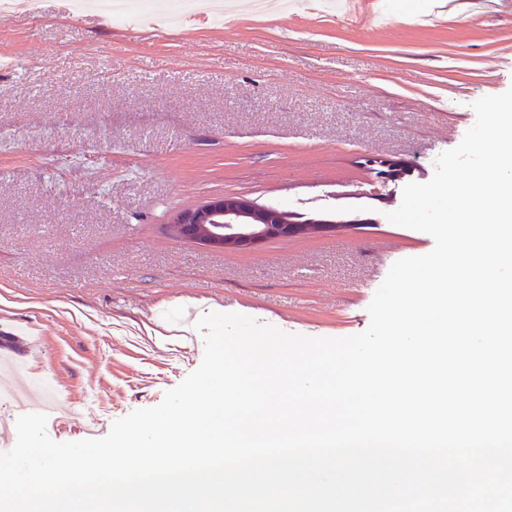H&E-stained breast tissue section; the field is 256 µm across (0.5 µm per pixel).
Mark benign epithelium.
Returning a JSON list of instances; mask_svg holds the SVG:
<instances>
[{"label":"benign epithelium","instance_id":"7a95c632","mask_svg":"<svg viewBox=\"0 0 512 512\" xmlns=\"http://www.w3.org/2000/svg\"><path fill=\"white\" fill-rule=\"evenodd\" d=\"M172 228L177 236L207 248L249 249L275 237L331 231L336 222L301 220L292 213L258 205L243 196L224 195L177 212Z\"/></svg>","mask_w":512,"mask_h":512}]
</instances>
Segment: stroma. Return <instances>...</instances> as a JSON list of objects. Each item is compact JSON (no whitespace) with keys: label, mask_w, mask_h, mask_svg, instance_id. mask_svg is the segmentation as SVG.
<instances>
[{"label":"stroma","mask_w":512,"mask_h":512,"mask_svg":"<svg viewBox=\"0 0 512 512\" xmlns=\"http://www.w3.org/2000/svg\"><path fill=\"white\" fill-rule=\"evenodd\" d=\"M100 2L0 11V357L58 389L57 442L106 436L195 371L186 315L365 331L392 264L434 247L387 212L512 87V0H377L360 24L336 0H169L133 26ZM225 194L341 226L245 250L172 236Z\"/></svg>","instance_id":"stroma-1"}]
</instances>
